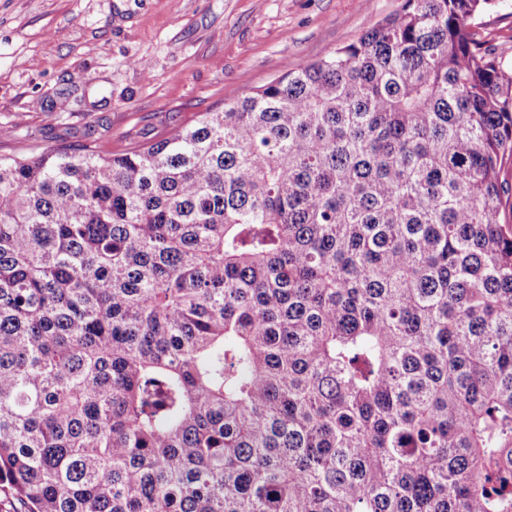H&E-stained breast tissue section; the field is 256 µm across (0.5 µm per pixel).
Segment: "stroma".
<instances>
[{
    "mask_svg": "<svg viewBox=\"0 0 512 512\" xmlns=\"http://www.w3.org/2000/svg\"><path fill=\"white\" fill-rule=\"evenodd\" d=\"M403 0H0V154L148 143L316 62ZM512 62V0L478 16Z\"/></svg>",
    "mask_w": 512,
    "mask_h": 512,
    "instance_id": "1",
    "label": "stroma"
}]
</instances>
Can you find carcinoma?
I'll list each match as a JSON object with an SVG mask.
<instances>
[{
	"mask_svg": "<svg viewBox=\"0 0 512 512\" xmlns=\"http://www.w3.org/2000/svg\"><path fill=\"white\" fill-rule=\"evenodd\" d=\"M495 0L148 144L0 155L16 512H512V64ZM472 27L486 47L495 48L512 62V0H501L497 7L476 16Z\"/></svg>",
	"mask_w": 512,
	"mask_h": 512,
	"instance_id": "carcinoma-1",
	"label": "carcinoma"
}]
</instances>
